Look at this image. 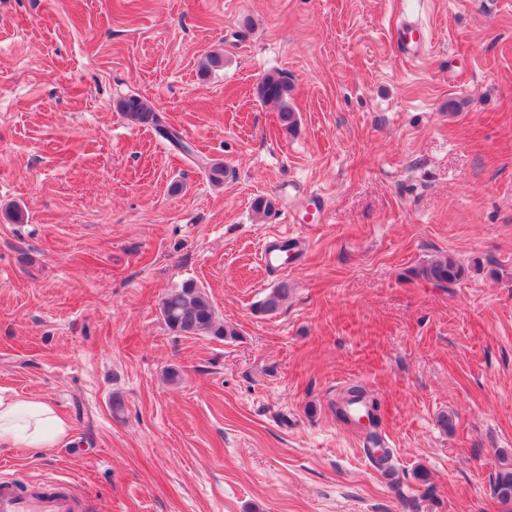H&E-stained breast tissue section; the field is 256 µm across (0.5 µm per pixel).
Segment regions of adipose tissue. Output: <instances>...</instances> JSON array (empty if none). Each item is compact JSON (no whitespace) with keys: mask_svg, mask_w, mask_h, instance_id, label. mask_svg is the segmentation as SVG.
I'll list each match as a JSON object with an SVG mask.
<instances>
[{"mask_svg":"<svg viewBox=\"0 0 512 512\" xmlns=\"http://www.w3.org/2000/svg\"><path fill=\"white\" fill-rule=\"evenodd\" d=\"M70 440L69 423L50 402L0 395V447L48 449Z\"/></svg>","mask_w":512,"mask_h":512,"instance_id":"adipose-tissue-1","label":"adipose tissue"}]
</instances>
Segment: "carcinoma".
Segmentation results:
<instances>
[{"mask_svg": "<svg viewBox=\"0 0 512 512\" xmlns=\"http://www.w3.org/2000/svg\"><path fill=\"white\" fill-rule=\"evenodd\" d=\"M291 85L281 75L270 73L266 75L257 88L258 96L268 102L278 105L282 126L288 133L296 132L298 120L296 113L289 103ZM119 111L138 124L157 123L158 117L152 105L140 97L130 96L117 103ZM416 275L435 285L454 284L465 276V267L453 255L439 256L420 269ZM292 292L288 282H281L258 304L262 313H272L279 310ZM160 312L167 327L180 336H196L209 334L232 338L237 331L230 325L218 322L213 304L207 294L194 282L185 281L176 288L169 289L161 299ZM359 404L370 412H377V402L369 398L359 386L348 388L336 406V418L348 421V408ZM372 447L365 448V454L377 467L386 472L392 471L389 465L391 451L379 447V441L370 438ZM491 496L502 512H512V460H502L501 467L495 473L490 484Z\"/></svg>", "mask_w": 512, "mask_h": 512, "instance_id": "carcinoma-1", "label": "carcinoma"}]
</instances>
